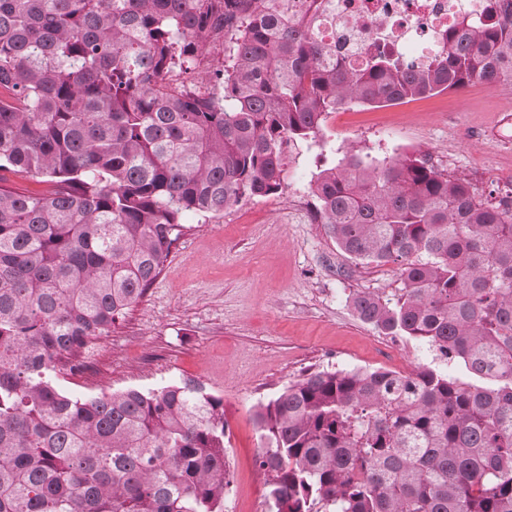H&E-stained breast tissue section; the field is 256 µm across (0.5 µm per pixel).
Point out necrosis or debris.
<instances>
[{
	"mask_svg": "<svg viewBox=\"0 0 512 512\" xmlns=\"http://www.w3.org/2000/svg\"><path fill=\"white\" fill-rule=\"evenodd\" d=\"M323 15L313 36L335 44L338 60L361 65L385 48L414 65L429 64L466 15L482 16L490 0H320Z\"/></svg>",
	"mask_w": 512,
	"mask_h": 512,
	"instance_id": "obj_1",
	"label": "necrosis or debris"
}]
</instances>
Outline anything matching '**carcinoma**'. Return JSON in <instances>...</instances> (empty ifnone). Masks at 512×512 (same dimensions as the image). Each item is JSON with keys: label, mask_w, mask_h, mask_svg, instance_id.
Masks as SVG:
<instances>
[{"label": "carcinoma", "mask_w": 512, "mask_h": 512, "mask_svg": "<svg viewBox=\"0 0 512 512\" xmlns=\"http://www.w3.org/2000/svg\"><path fill=\"white\" fill-rule=\"evenodd\" d=\"M303 0H0V512H224V398L194 379L74 396L59 374L144 297L188 213L280 193L328 114L512 84V0L429 65L336 64ZM352 259L397 265L363 322L439 369L316 370L254 416L273 512H512V192L424 153H349L309 187Z\"/></svg>", "instance_id": "carcinoma-1"}]
</instances>
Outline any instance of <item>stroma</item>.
Instances as JSON below:
<instances>
[{"instance_id":"obj_1","label":"stroma","mask_w":512,"mask_h":512,"mask_svg":"<svg viewBox=\"0 0 512 512\" xmlns=\"http://www.w3.org/2000/svg\"><path fill=\"white\" fill-rule=\"evenodd\" d=\"M512 85L476 83L387 107L351 104L326 118L325 148L293 147L283 191L204 218L185 215L183 236L145 296L85 356L87 371L61 377L80 395L157 389L184 378L224 399L231 486L224 512H270L254 419L306 372L447 368L427 345L386 336L353 313L350 297L398 295L395 265L349 259L311 215L309 186L324 161L350 149L384 159L415 150L482 197L512 181Z\"/></svg>"}]
</instances>
